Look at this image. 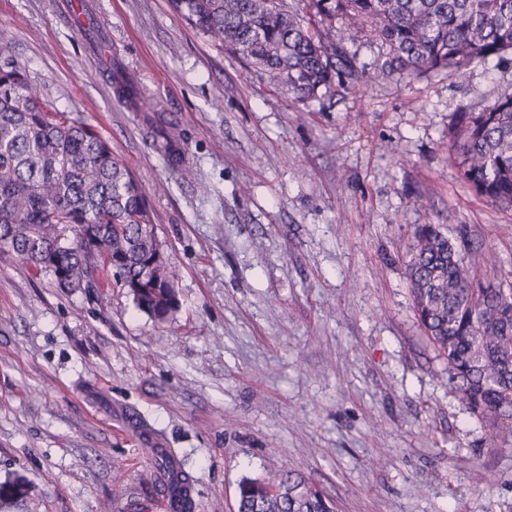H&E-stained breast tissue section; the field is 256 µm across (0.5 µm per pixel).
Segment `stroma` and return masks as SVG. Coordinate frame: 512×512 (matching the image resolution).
Listing matches in <instances>:
<instances>
[{
	"label": "stroma",
	"mask_w": 512,
	"mask_h": 512,
	"mask_svg": "<svg viewBox=\"0 0 512 512\" xmlns=\"http://www.w3.org/2000/svg\"><path fill=\"white\" fill-rule=\"evenodd\" d=\"M62 0H0L32 91L94 125L144 186L179 307L125 289L65 294L0 248V512H166L150 451L193 479L195 512H237L242 477L294 469L335 512H512V441L493 437L419 328L416 225L495 255L512 209L448 158L455 112L512 93V60L414 80L382 72L302 106L168 0H94L119 99ZM177 122L191 179L152 147ZM138 76L132 72H121L112 76V84L118 97L132 105L137 104L138 100Z\"/></svg>",
	"instance_id": "obj_1"
}]
</instances>
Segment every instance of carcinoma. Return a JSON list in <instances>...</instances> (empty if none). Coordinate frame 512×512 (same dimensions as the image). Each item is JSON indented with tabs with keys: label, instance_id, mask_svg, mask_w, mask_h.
I'll list each match as a JSON object with an SVG mask.
<instances>
[{
	"label": "carcinoma",
	"instance_id": "cac0c4a2",
	"mask_svg": "<svg viewBox=\"0 0 512 512\" xmlns=\"http://www.w3.org/2000/svg\"><path fill=\"white\" fill-rule=\"evenodd\" d=\"M190 26L295 102L333 85L354 88L366 67L344 43L362 34L382 70L415 79L512 54V0H169ZM138 76H112L117 95L138 100ZM183 132L173 122L153 140L172 168ZM449 157L477 195L512 208V93L481 112H456ZM142 186L98 129L43 103L25 69L0 63V248L49 275L63 292L90 294L105 275L141 312L164 321L178 308ZM415 315L448 364L471 412L512 438V288L501 289L461 257L438 227L416 228L407 264ZM168 490L193 512V480L159 456ZM238 512H332L324 493L294 471L238 484Z\"/></svg>",
	"mask_w": 512,
	"mask_h": 512
}]
</instances>
